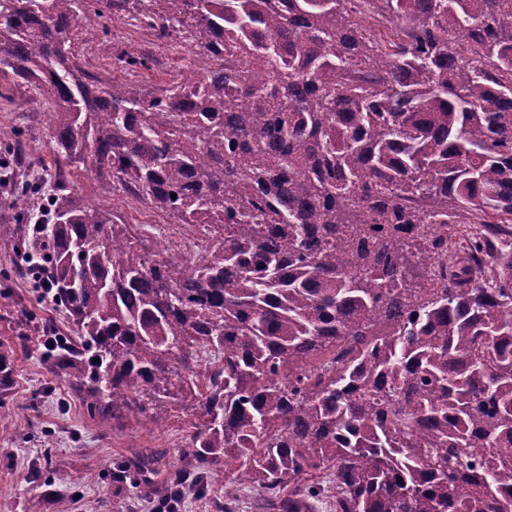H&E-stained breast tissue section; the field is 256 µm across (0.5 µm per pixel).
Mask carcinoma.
<instances>
[{"instance_id": "obj_1", "label": "carcinoma", "mask_w": 512, "mask_h": 512, "mask_svg": "<svg viewBox=\"0 0 512 512\" xmlns=\"http://www.w3.org/2000/svg\"><path fill=\"white\" fill-rule=\"evenodd\" d=\"M89 2L0 0V73L46 107L61 164L206 250L172 255L58 179L52 223L0 235L49 262L78 328L49 367L90 411H199L169 512L215 466L224 512L241 477L261 512H512V0H109L207 52L154 90L90 71Z\"/></svg>"}]
</instances>
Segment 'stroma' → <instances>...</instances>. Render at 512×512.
Returning <instances> with one entry per match:
<instances>
[{"mask_svg":"<svg viewBox=\"0 0 512 512\" xmlns=\"http://www.w3.org/2000/svg\"><path fill=\"white\" fill-rule=\"evenodd\" d=\"M93 7L105 17L98 37L111 41L115 52L145 59V67L132 75L138 84L163 85L181 65L179 55L158 53L157 34L131 25L127 13L112 10L106 0H95ZM0 127L11 131L25 156L19 166L11 153H0V224L14 223L33 207L32 200L14 196L13 181L60 170L85 206L145 225V237H152L155 214L147 205L102 194L85 171L58 168L44 107L31 100L24 83L1 75ZM23 252L11 238L0 237V361L7 378L0 386V512H156L164 471L189 465L180 451L192 442L196 417L178 410L156 425L126 414L91 416L86 389L74 385L67 372L46 366L50 354L74 341L76 327L41 295ZM142 455L157 458L160 471L134 484L115 483L104 467Z\"/></svg>","mask_w":512,"mask_h":512,"instance_id":"35a3bbf8","label":"stroma"}]
</instances>
